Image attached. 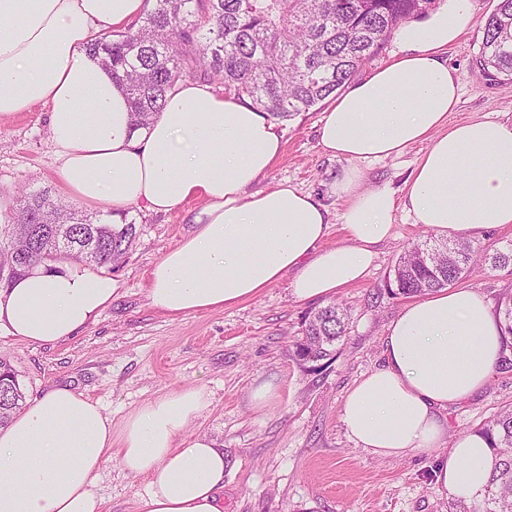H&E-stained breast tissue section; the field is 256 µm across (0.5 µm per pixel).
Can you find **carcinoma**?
Wrapping results in <instances>:
<instances>
[{"label":"carcinoma","mask_w":512,"mask_h":512,"mask_svg":"<svg viewBox=\"0 0 512 512\" xmlns=\"http://www.w3.org/2000/svg\"><path fill=\"white\" fill-rule=\"evenodd\" d=\"M433 0H154L141 24L116 38L101 37L91 51L104 54L112 78L121 81L137 127L146 126L165 106L168 93L186 77L219 81L224 93L244 104L287 119L308 112L350 82L374 57L393 30L426 12ZM476 57L482 77L512 80V0H498L483 25ZM24 206L11 214L19 250L0 256L13 278L41 262L73 259L114 271L136 237L133 224H112L79 216L47 190L26 192ZM68 228L69 247L60 252L52 226ZM448 247L439 265L408 247L396 263L402 297L450 287L477 264L512 265V246L489 254L468 241L428 238ZM506 347H512V292L499 296ZM348 309L330 304L305 318L295 343L298 360L329 359L346 335ZM26 397L10 364L0 360V426L23 408ZM498 456L485 512H512V409L500 411L478 430Z\"/></svg>","instance_id":"carcinoma-1"}]
</instances>
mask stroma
Segmentation results:
<instances>
[{
  "label": "stroma",
  "mask_w": 512,
  "mask_h": 512,
  "mask_svg": "<svg viewBox=\"0 0 512 512\" xmlns=\"http://www.w3.org/2000/svg\"><path fill=\"white\" fill-rule=\"evenodd\" d=\"M482 39V26H475L446 54L461 88L449 123L512 121V81L486 80L476 66ZM326 109L322 103L279 121L282 151L257 189L285 182L312 193L330 212L341 209L331 186L348 164L319 144ZM422 151L418 144L361 168L370 183L400 196ZM53 164L46 107L34 106L0 123V197L15 204L24 191L58 195ZM198 206L192 200L168 214L130 209L126 219L135 223L137 237L112 274L116 294L97 322L76 336L33 345L0 330V358L11 364L26 397L67 385L118 422L159 395L204 388L209 406L189 432L208 435L231 460L224 475V512H453L455 499L435 484V457L371 455L348 436L340 417L347 391L381 366L386 329L406 304L404 297L390 295L388 275L428 228L397 213L391 236L375 247L366 277L335 296L350 309L344 341L333 357L304 363L295 355V342L307 312L318 304L297 301L288 280L236 306L183 318L151 305L147 273L193 231ZM264 381L278 385L280 398L259 412L250 393ZM509 405L512 371L495 370L484 391L445 412L446 443ZM95 490L104 512H141L146 481L108 465Z\"/></svg>",
  "instance_id": "obj_1"
}]
</instances>
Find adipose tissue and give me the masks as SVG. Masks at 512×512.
Listing matches in <instances>:
<instances>
[{"label":"adipose tissue","instance_id":"ef3b65f1","mask_svg":"<svg viewBox=\"0 0 512 512\" xmlns=\"http://www.w3.org/2000/svg\"><path fill=\"white\" fill-rule=\"evenodd\" d=\"M151 0H0V122L40 104L62 193L93 209L156 213L201 203L195 229L149 271L152 306L178 317L221 310L291 277L295 299L330 298L361 281L396 211L451 240L512 224V122L452 124L459 83L443 54L474 28L473 0H441L394 30L392 63L352 82L323 114L319 142L349 162L332 185L337 215L287 183L252 186L282 149L266 114L186 80L150 125L135 126L123 86L93 56L99 33L123 32ZM424 151L403 197L368 183L359 164ZM345 243L323 247L331 221ZM117 286L73 265L41 263L0 289V328L29 344L61 342L97 321ZM504 338L479 290L442 288L406 304L387 328L385 362L348 390L341 420L381 457L441 447L448 408L489 384ZM209 405L204 389L150 400L113 422L69 386L29 401L0 427V512H103L94 487L116 463L144 478L143 512H223L229 457L187 436ZM435 478L458 501L484 499L495 464L476 433L457 437Z\"/></svg>","mask_w":512,"mask_h":512}]
</instances>
